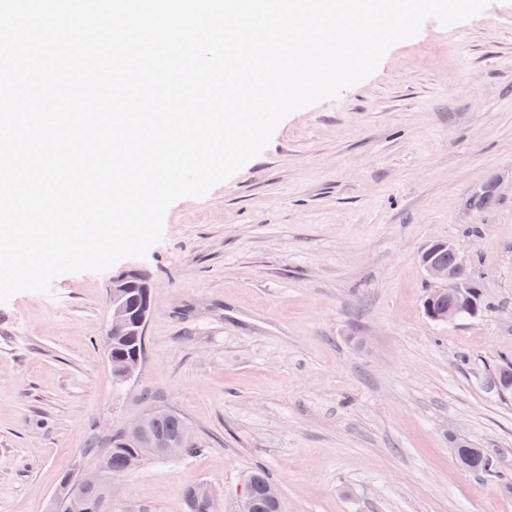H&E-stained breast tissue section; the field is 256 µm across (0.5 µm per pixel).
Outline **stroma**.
<instances>
[{
	"label": "stroma",
	"mask_w": 512,
	"mask_h": 512,
	"mask_svg": "<svg viewBox=\"0 0 512 512\" xmlns=\"http://www.w3.org/2000/svg\"><path fill=\"white\" fill-rule=\"evenodd\" d=\"M497 184L473 210L474 187ZM481 259L489 302L424 313L432 241ZM146 270L141 372L105 353L114 271ZM512 0L427 19L337 97L289 114L267 148L115 270L64 274L0 304V512H48L105 438L161 406L202 452L120 478L107 512H187L185 490L237 512L265 468L285 512H512ZM500 478L460 468L455 439Z\"/></svg>",
	"instance_id": "1"
}]
</instances>
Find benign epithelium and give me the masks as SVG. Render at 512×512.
<instances>
[{"mask_svg":"<svg viewBox=\"0 0 512 512\" xmlns=\"http://www.w3.org/2000/svg\"><path fill=\"white\" fill-rule=\"evenodd\" d=\"M446 249L456 256V266L448 269V266L437 261L434 253ZM473 252L458 248L455 244L446 241H434L422 251L420 262L426 277L435 284L426 300L429 314L439 323H451L461 319V311L457 301L470 299L471 280L462 278L469 266ZM140 276L143 278V287L151 288L149 276L139 268H128L112 276L110 303L112 309L107 341H112L114 336H142L145 326L151 315V304H143L137 313H132L129 278ZM107 359L112 366L113 376L118 383H124L133 378L140 369V363L126 359L112 358L111 349H106ZM170 413V410L162 407H154L150 412L132 421L125 429L131 436L140 439L138 452L128 458L126 469L131 471L140 466L147 458L156 457L163 453L168 444L161 438H149L144 436L147 423L161 415ZM96 490L92 496L86 494L85 489ZM115 489V480L105 476L102 471H90L83 478L82 491L66 494L67 509L69 512H105L103 507L112 499Z\"/></svg>","mask_w":512,"mask_h":512,"instance_id":"benign-epithelium-1","label":"benign epithelium"}]
</instances>
